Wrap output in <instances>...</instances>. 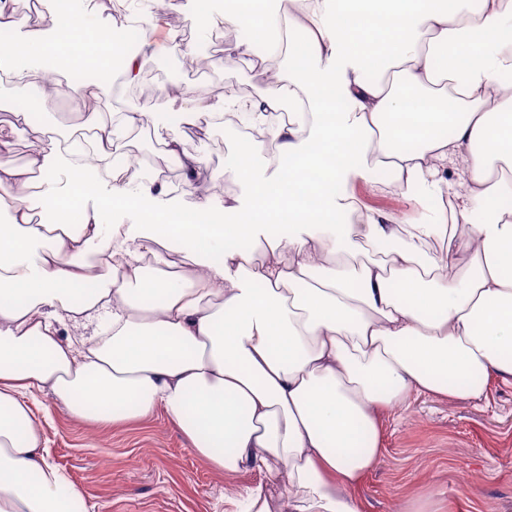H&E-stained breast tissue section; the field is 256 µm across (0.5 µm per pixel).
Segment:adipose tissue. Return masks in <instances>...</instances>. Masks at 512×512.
I'll use <instances>...</instances> for the list:
<instances>
[{"label":"adipose tissue","instance_id":"1","mask_svg":"<svg viewBox=\"0 0 512 512\" xmlns=\"http://www.w3.org/2000/svg\"><path fill=\"white\" fill-rule=\"evenodd\" d=\"M49 2L34 28L0 0L14 33L0 84L46 112L49 74L86 71L68 89L101 102L112 75L100 52L122 29L96 26L91 0ZM190 21L250 31L231 55L261 42L292 61L253 105L288 117L271 130L274 159L245 177L247 200L203 195L186 213L165 183L126 182L112 148L153 103L116 126L87 113L84 165L54 125L42 129L54 150L21 165L0 135V512L83 502L41 446L30 399L43 389L79 421L164 411L217 472L286 477L285 493L250 489L245 512H360L353 490L378 460L382 408L413 392L478 400L492 376H512V178L496 170L512 166V0H289L284 14L232 0ZM91 27L96 50L79 42ZM163 106L206 125L228 102L182 91ZM374 165L412 217L341 223L348 184ZM436 198L448 211L430 210ZM37 204L56 214L42 230ZM118 207L147 234L112 223ZM446 238L454 248L428 255ZM172 241L188 243L182 259L162 254ZM364 243L384 257L350 271ZM67 324L91 334L63 337Z\"/></svg>","mask_w":512,"mask_h":512}]
</instances>
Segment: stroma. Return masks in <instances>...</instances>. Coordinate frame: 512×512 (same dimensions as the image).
Returning a JSON list of instances; mask_svg holds the SVG:
<instances>
[{"label": "stroma", "mask_w": 512, "mask_h": 512, "mask_svg": "<svg viewBox=\"0 0 512 512\" xmlns=\"http://www.w3.org/2000/svg\"><path fill=\"white\" fill-rule=\"evenodd\" d=\"M160 16L144 15L155 50L148 60L156 75L139 76L140 93L126 87L110 88L102 101L110 112L141 106L160 85L203 87L207 98L219 99L228 84L251 89L262 96L288 67L287 60L271 62L261 52L247 56H212L215 42L230 47L247 38L235 27L188 30L186 20L200 0H174ZM189 32L188 69L167 71L168 47L173 33ZM50 112L30 108L24 97L6 98L0 105V134L13 143L12 158L25 163L33 149L50 150L41 129L55 123L63 129L79 126L86 108L61 86H54ZM26 111L30 121L19 124L15 114ZM152 138L136 141L146 154L151 176H164L169 201L188 211L196 202L182 188L177 159L161 150L172 137L183 149L201 158L198 185L221 183L220 199H248L249 187L226 173L238 147L221 125H199L188 115L158 108L151 124ZM390 172L373 168L365 179L352 183L350 193L368 204L410 216L405 198L386 196L380 184ZM49 461L79 488L88 512H231V502L265 482L264 473L247 470L225 477L214 472L192 449L179 426L164 412L148 419L124 423L77 422L61 410L51 392L38 393L32 406ZM381 454L376 465L355 490L362 512H401L411 500H432L439 512H512V377L491 378L485 396L473 402L454 395L410 394L405 405L378 416ZM267 482V481H266Z\"/></svg>", "instance_id": "obj_1"}]
</instances>
